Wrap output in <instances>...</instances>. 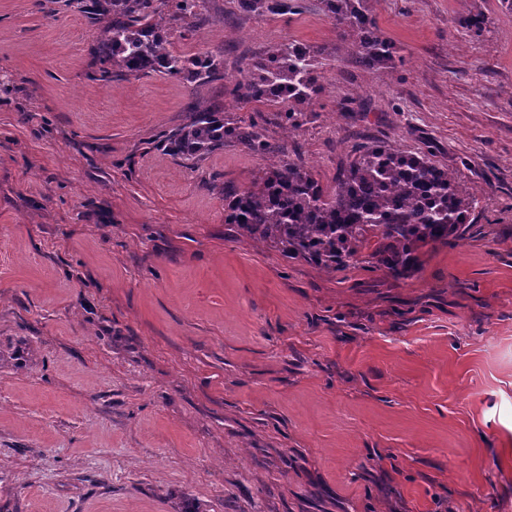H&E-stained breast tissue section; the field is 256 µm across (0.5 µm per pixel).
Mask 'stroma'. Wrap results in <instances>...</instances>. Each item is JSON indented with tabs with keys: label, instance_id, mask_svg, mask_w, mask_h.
<instances>
[{
	"label": "stroma",
	"instance_id": "obj_1",
	"mask_svg": "<svg viewBox=\"0 0 512 512\" xmlns=\"http://www.w3.org/2000/svg\"><path fill=\"white\" fill-rule=\"evenodd\" d=\"M305 3L211 0L174 42L223 49L229 80L314 49L313 117L265 134L323 183L384 140L477 197L408 277L243 241L210 184L263 160L228 143L189 168L152 143L196 103L253 105L91 81L80 14L0 0V512H512V8L371 0L402 59L369 72ZM300 0H236L237 8L257 15L292 13L301 11Z\"/></svg>",
	"mask_w": 512,
	"mask_h": 512
}]
</instances>
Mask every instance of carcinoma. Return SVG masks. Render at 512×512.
Returning <instances> with one entry per match:
<instances>
[{"instance_id": "cac0c4a2", "label": "carcinoma", "mask_w": 512, "mask_h": 512, "mask_svg": "<svg viewBox=\"0 0 512 512\" xmlns=\"http://www.w3.org/2000/svg\"><path fill=\"white\" fill-rule=\"evenodd\" d=\"M96 26L92 81L108 84L116 74L158 72L195 88L223 83L234 103L277 109L287 134L308 120L305 106L322 92L313 52L283 44L259 58L253 70L224 83V52L188 55L168 40L167 30L207 21V0H67ZM257 15L301 11L299 0H236ZM324 11L359 45L360 63L373 69L394 61L395 47L373 26L366 0H321ZM264 116L224 114L218 106L196 104L186 123L160 133L156 147L191 165L234 142L265 161L250 186L225 182L224 223L250 243L279 246L327 272L358 263L400 279L415 267V251L446 243L463 232L475 197L456 183L448 168L426 155H411L384 141L360 145L340 168L334 185L316 179L300 164L280 158V147L263 133Z\"/></svg>"}]
</instances>
